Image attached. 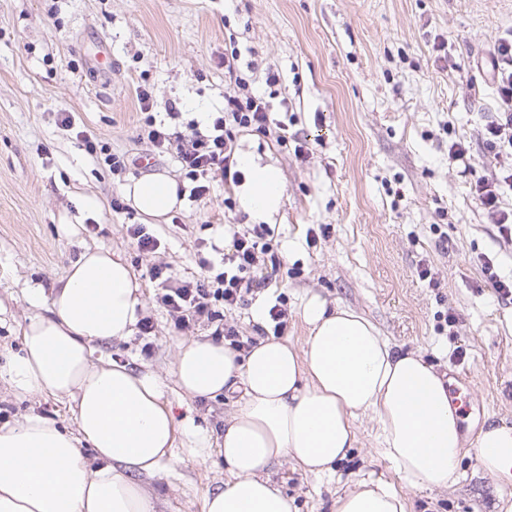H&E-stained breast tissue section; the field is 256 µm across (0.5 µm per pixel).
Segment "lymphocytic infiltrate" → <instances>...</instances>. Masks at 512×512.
<instances>
[{"label":"lymphocytic infiltrate","mask_w":512,"mask_h":512,"mask_svg":"<svg viewBox=\"0 0 512 512\" xmlns=\"http://www.w3.org/2000/svg\"><path fill=\"white\" fill-rule=\"evenodd\" d=\"M239 52L224 56V73L229 84L224 89V110L211 123L208 133L192 132L190 137L166 132L157 127L149 113L152 94L147 89L137 93L140 111L146 112V137L159 153L175 155L188 179L193 181V196L206 195V180L212 172H221L225 185L239 183L241 173L236 156V138L243 132H264L273 125V106L268 98L252 90L248 79L238 69ZM498 112L482 131L488 152L499 155L512 149V37L499 38L492 60ZM512 189V169L490 176L474 178L470 192L490 223L496 224L502 238L512 240V208L505 207L503 194ZM232 244L220 261L201 258L203 276L193 280L165 277L162 268L152 270L158 280L156 301L172 316L177 331L185 332L200 323L213 325L215 341H227L231 348L243 351L251 340L224 322V311L246 304L267 286V280L257 271L264 264H278L262 240L267 228L262 224H228L224 227Z\"/></svg>","instance_id":"1"}]
</instances>
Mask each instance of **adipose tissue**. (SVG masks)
I'll return each instance as SVG.
<instances>
[{
  "label": "adipose tissue",
  "instance_id": "adipose-tissue-1",
  "mask_svg": "<svg viewBox=\"0 0 512 512\" xmlns=\"http://www.w3.org/2000/svg\"><path fill=\"white\" fill-rule=\"evenodd\" d=\"M239 202L256 222L283 204L281 172L251 157ZM126 201L159 222L183 200L164 173L123 187ZM145 309L131 266L109 249H84L53 287L48 312L21 329L22 352L10 364L11 387L67 403L74 431L38 415L0 427V512H156L139 477L157 474L177 443L218 454L225 480L210 490L205 512H292L269 470L282 461L321 477L336 472L356 441L354 421L377 423L381 453L410 484L450 486L463 456L460 416L443 372L416 351L395 350L354 310L311 295L301 305L302 348L263 338L240 353L205 338L178 348L173 376L192 398L234 397L221 438L179 423L160 378L116 362L90 360L95 341L133 335ZM93 448L87 462L82 447ZM478 467L512 482V426L495 421L475 441ZM336 512H408L393 485L352 480Z\"/></svg>",
  "mask_w": 512,
  "mask_h": 512
}]
</instances>
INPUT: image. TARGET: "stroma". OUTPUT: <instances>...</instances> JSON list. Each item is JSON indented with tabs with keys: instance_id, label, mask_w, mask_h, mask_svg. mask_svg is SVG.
Segmentation results:
<instances>
[{
	"instance_id": "obj_1",
	"label": "stroma",
	"mask_w": 512,
	"mask_h": 512,
	"mask_svg": "<svg viewBox=\"0 0 512 512\" xmlns=\"http://www.w3.org/2000/svg\"><path fill=\"white\" fill-rule=\"evenodd\" d=\"M512 33V0H0V371L20 348V330L44 314L33 288L50 291L83 247L118 252L143 283L152 333L95 344L93 359L152 370L165 382L179 419L212 435L233 408L218 396L181 393L170 371L184 337L154 300L152 268L173 277L200 274L199 259L224 242V199L238 186L210 181L202 198L185 197L165 221L147 226L158 239L140 251L133 208L113 210L123 185L155 173L191 182L174 157L143 134L135 90L149 89L156 121L190 135L206 130L224 106V50L235 46L253 89H272L282 128L244 132L237 154L278 167L283 206L267 238L280 265L247 304L225 310L241 336L262 338L257 320L283 301L282 338L302 345L301 304L317 294L373 322L392 347L417 351L446 375H470L466 444L484 421L512 425V303L502 301L485 262L512 277V242L486 222L470 194L452 142H465L477 175L512 165L485 152L480 132L495 112L489 61ZM447 43L448 61L433 49ZM106 44L112 71L90 59ZM279 84H265L267 69ZM175 103L182 121L166 116ZM71 113L73 128L58 115ZM96 143L85 149L78 132ZM123 157L112 171L104 152ZM100 201L89 208L88 198ZM79 224V237L64 225ZM428 266L436 287L419 278ZM37 414L64 426L73 419L53 396L21 395L0 380V426ZM357 442L335 476L303 474L292 463L270 474L294 512H335L339 480L373 475L405 496L409 512H500L512 484L464 456L454 485L415 488L378 452L377 426L355 421ZM224 479V465L174 448L145 489L158 512H203Z\"/></svg>"
}]
</instances>
